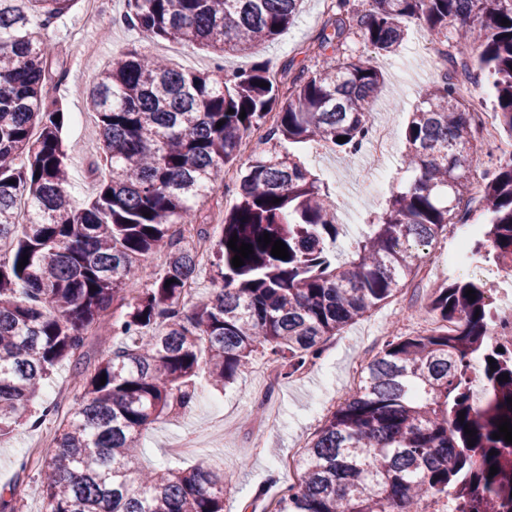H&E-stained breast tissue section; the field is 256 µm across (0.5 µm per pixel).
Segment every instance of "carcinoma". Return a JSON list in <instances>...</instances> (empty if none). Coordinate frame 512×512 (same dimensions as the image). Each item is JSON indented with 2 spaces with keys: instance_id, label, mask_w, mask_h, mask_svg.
I'll return each mask as SVG.
<instances>
[{
  "instance_id": "1",
  "label": "carcinoma",
  "mask_w": 512,
  "mask_h": 512,
  "mask_svg": "<svg viewBox=\"0 0 512 512\" xmlns=\"http://www.w3.org/2000/svg\"><path fill=\"white\" fill-rule=\"evenodd\" d=\"M74 2L0 0V437L30 420L31 400L66 359L73 404L44 408L64 414L52 450L19 464L38 470L44 512H224V474L207 463L140 469L144 432L194 403L199 376L222 387L258 351L286 377L315 364L330 337L414 280L423 248L468 223L460 204L475 189V112L448 76L409 115L410 179L345 259L334 252L341 225L329 189L283 143L353 153L384 76L369 56H342L345 40L353 34L375 54L393 53L406 24L437 41L450 18L461 20L458 42L491 79L498 125L512 135V0H368L363 11L335 0L333 32L320 35L333 55L299 69L285 93L260 62L192 72L132 49L86 92L109 175L81 208L66 190L76 148L61 138L65 111L44 94L63 77L52 69L50 30ZM128 3L136 28L222 60L256 54L294 22L302 0ZM271 113L265 148L235 183L221 233L199 225L195 242L183 240L177 225L196 223L193 203ZM480 202L489 220L468 239L469 257L512 270V160L482 176ZM266 233L289 258L271 255L259 241ZM234 235L252 245L238 268ZM202 244L222 286L189 300ZM156 252L166 253L160 275L148 272ZM136 278L146 288L131 302L125 284ZM425 320L433 324L425 332L388 337L358 388L340 396L275 512H438L441 501L451 512H512V443L492 437L512 422V355L491 346L484 283L448 280ZM104 332L113 339L105 350Z\"/></svg>"
}]
</instances>
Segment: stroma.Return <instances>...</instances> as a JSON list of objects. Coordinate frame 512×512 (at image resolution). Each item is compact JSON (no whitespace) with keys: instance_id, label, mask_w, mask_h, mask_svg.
Returning <instances> with one entry per match:
<instances>
[{"instance_id":"obj_1","label":"stroma","mask_w":512,"mask_h":512,"mask_svg":"<svg viewBox=\"0 0 512 512\" xmlns=\"http://www.w3.org/2000/svg\"><path fill=\"white\" fill-rule=\"evenodd\" d=\"M127 10L126 0H75L69 12L55 21L51 33L56 66L64 77L58 84L48 85L46 93L59 100L66 112L62 140L75 149L67 191L78 207L95 196L99 184L96 168L101 161L100 137L83 90L93 84L104 66L132 48L183 69L203 71L213 66L212 58L199 49L150 38L130 26L115 24V17ZM329 18L323 0H305L294 24L263 45L257 57H230L224 65L245 69L259 60L280 81H287L289 68H311L321 60L319 36ZM423 35L420 27L410 26L395 53L373 58L374 66L385 78L384 102L378 105L376 114L390 117L398 131L406 124L421 92L446 70L442 44H435L428 56L411 54V47ZM403 148L402 139H395L384 162L386 183L372 195L362 185L364 172L376 164L371 154L352 158L314 142L295 147V155L336 198L339 220L346 226L345 236L336 244L338 256L349 252L351 242L385 208L391 190L405 181ZM251 155V150H241L233 163L224 166V176L240 174ZM224 176L216 180L212 194L198 205L204 222L215 231L234 203L233 196L224 190ZM454 249L451 236L440 238L430 251L437 266H423L413 283L389 303L331 337L305 375L281 376L268 382L252 369L222 390L200 383L202 400L190 413L161 420L144 435L140 466L152 468L167 462L186 468L199 459H208L224 473V512H243L264 483H292L294 477L281 469V461L310 441L323 417L335 407L338 396L351 391L352 379L363 372L383 341L395 333H412L413 322L427 310L433 287L449 276L479 280V273L468 265L451 269L440 264V257ZM68 386L69 364L63 361L33 402V411L39 416L37 423L21 426L0 439V488L18 484V512H44L39 496L27 490L28 484L36 481V472L19 474L17 463L24 442L36 438L52 441L58 424L54 418L42 416L41 411L52 403V389ZM190 432L196 435V448L188 454L173 453L172 444Z\"/></svg>"}]
</instances>
